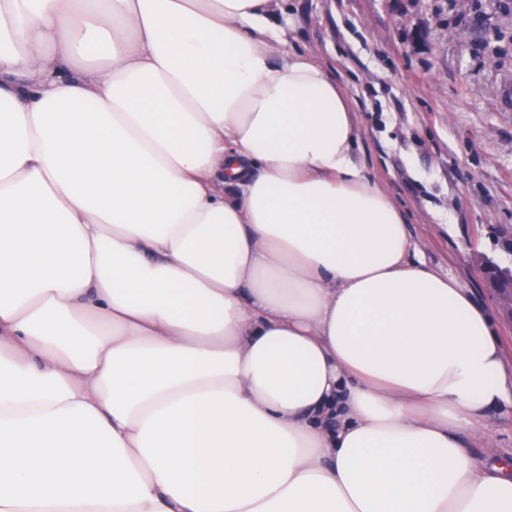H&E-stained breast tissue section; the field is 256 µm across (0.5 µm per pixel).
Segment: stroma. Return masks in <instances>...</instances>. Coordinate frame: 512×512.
<instances>
[{
  "mask_svg": "<svg viewBox=\"0 0 512 512\" xmlns=\"http://www.w3.org/2000/svg\"><path fill=\"white\" fill-rule=\"evenodd\" d=\"M289 49L315 54L348 97L354 161L382 183L412 260L454 277L493 317L512 367V318L472 256L512 262V0H289ZM474 448L512 459V401Z\"/></svg>",
  "mask_w": 512,
  "mask_h": 512,
  "instance_id": "stroma-1",
  "label": "stroma"
}]
</instances>
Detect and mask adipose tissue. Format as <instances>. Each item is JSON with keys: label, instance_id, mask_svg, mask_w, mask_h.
I'll return each instance as SVG.
<instances>
[{"label": "adipose tissue", "instance_id": "1", "mask_svg": "<svg viewBox=\"0 0 512 512\" xmlns=\"http://www.w3.org/2000/svg\"><path fill=\"white\" fill-rule=\"evenodd\" d=\"M280 0H0V512H512V387ZM483 439L477 438L469 444V447L476 448L483 452L488 448L482 457L489 460L508 457L512 459V400L494 408L487 417V428ZM487 442L490 446H486Z\"/></svg>", "mask_w": 512, "mask_h": 512}]
</instances>
